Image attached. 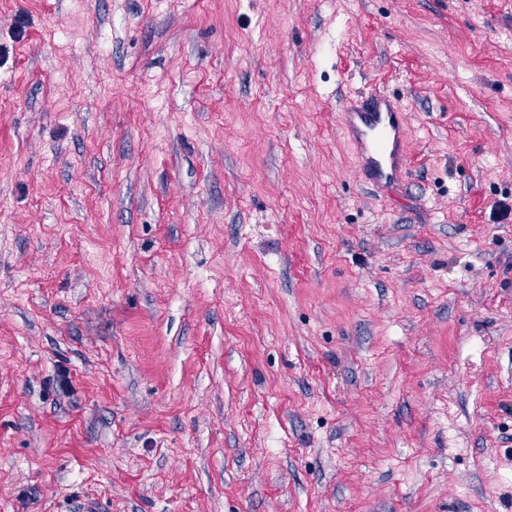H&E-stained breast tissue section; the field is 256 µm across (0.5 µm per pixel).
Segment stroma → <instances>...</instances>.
Wrapping results in <instances>:
<instances>
[{"label":"stroma","instance_id":"35a3bbf8","mask_svg":"<svg viewBox=\"0 0 512 512\" xmlns=\"http://www.w3.org/2000/svg\"><path fill=\"white\" fill-rule=\"evenodd\" d=\"M502 201L512 0H0V512H512ZM404 111L390 94L376 93L350 99L339 113L340 126L354 148L362 181L386 192L401 186L408 173Z\"/></svg>","mask_w":512,"mask_h":512}]
</instances>
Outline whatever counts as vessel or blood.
Listing matches in <instances>:
<instances>
[{
  "mask_svg": "<svg viewBox=\"0 0 512 512\" xmlns=\"http://www.w3.org/2000/svg\"><path fill=\"white\" fill-rule=\"evenodd\" d=\"M339 122L354 148L363 182L386 192L401 186L409 162L405 151L407 114L399 101L387 93L350 99Z\"/></svg>",
  "mask_w": 512,
  "mask_h": 512,
  "instance_id": "obj_1",
  "label": "vessel or blood"
}]
</instances>
